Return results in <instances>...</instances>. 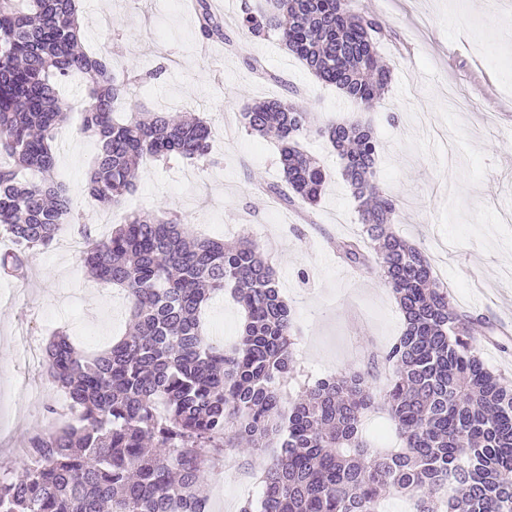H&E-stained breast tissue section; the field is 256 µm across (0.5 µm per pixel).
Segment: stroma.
Listing matches in <instances>:
<instances>
[{
	"instance_id": "1",
	"label": "stroma",
	"mask_w": 512,
	"mask_h": 512,
	"mask_svg": "<svg viewBox=\"0 0 512 512\" xmlns=\"http://www.w3.org/2000/svg\"><path fill=\"white\" fill-rule=\"evenodd\" d=\"M260 0H227L232 18L223 37L205 35L187 0H81L86 51L109 55L118 81L145 112L186 109L212 121L213 163H149L125 212L178 215L198 234L259 243L277 270L278 286L295 309L298 367L312 382L349 371L385 377L382 356L404 321L380 275L356 273L338 256L337 240L363 232L357 204L329 142L304 134L301 146L328 173L322 198L301 219L271 204L258 184L281 182L278 144L246 131L240 114L252 100L297 92L313 125L360 113L379 142L376 178L396 199L397 231L440 270L451 301L472 318L473 340L486 367L512 380V0H354L379 16L389 37L379 53L392 82L373 108L358 111L336 87L315 78L277 36L239 40L236 20ZM263 58L273 80L249 71ZM88 90L66 84L72 108L55 142L56 173L69 189L82 224L100 235L120 219L98 209L84 191L97 152L78 131ZM76 230L29 255L26 278L0 275V422L11 430L0 444V471L20 472L18 453L48 406L62 403L43 358L60 330L94 355L127 329L128 302L87 276ZM204 320L212 336L232 343L240 313L231 296L216 298ZM272 448L227 452L207 478L210 512H240L255 478L250 461Z\"/></svg>"
}]
</instances>
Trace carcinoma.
<instances>
[{
    "instance_id": "cac0c4a2",
    "label": "carcinoma",
    "mask_w": 512,
    "mask_h": 512,
    "mask_svg": "<svg viewBox=\"0 0 512 512\" xmlns=\"http://www.w3.org/2000/svg\"><path fill=\"white\" fill-rule=\"evenodd\" d=\"M78 0H0V232L14 249L0 272L24 274L32 251L47 250L64 224L79 223L67 187L55 179L53 143L67 119L61 88L82 76L90 89L79 132L98 141L84 191L107 212L121 207L144 161L206 162L211 125L185 111L141 112L112 64L81 45ZM240 34L278 35L319 80L370 109L391 83L376 44L386 23L352 0H265ZM208 17L206 35L221 24ZM246 130L280 145L284 183L264 190L313 206L325 168L299 147L308 131L297 103L248 104ZM344 163L364 236L336 245L360 271L393 289L404 331L382 357L391 370L379 390L359 372L302 386L285 404L281 388L298 375L294 311L260 246L202 239L151 211L126 214L110 235L82 226L80 258L97 281L129 300L125 336L88 356L60 335L45 348L47 370L68 412L33 430L25 476L0 474V512H208L207 475L227 448L276 458L255 470L262 491L241 512H382L407 495L415 512H512V381L485 367L470 316L451 302L430 259L392 230L398 204L375 180L378 142L355 116L315 130ZM230 291L244 312L236 343L209 338L202 313ZM380 403L403 449L372 452L363 413Z\"/></svg>"
}]
</instances>
